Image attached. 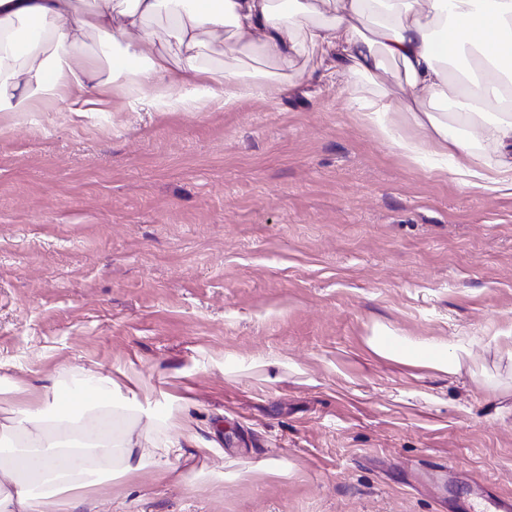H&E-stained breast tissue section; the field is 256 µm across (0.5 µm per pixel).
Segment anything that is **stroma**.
Segmentation results:
<instances>
[{"label": "stroma", "mask_w": 512, "mask_h": 512, "mask_svg": "<svg viewBox=\"0 0 512 512\" xmlns=\"http://www.w3.org/2000/svg\"><path fill=\"white\" fill-rule=\"evenodd\" d=\"M395 63L188 109L103 91L96 112H0V375L112 377L170 414L162 478L77 512H454L512 494V186L404 155L361 114ZM471 340L444 376L380 358L373 327Z\"/></svg>", "instance_id": "obj_1"}]
</instances>
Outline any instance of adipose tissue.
Segmentation results:
<instances>
[{
    "instance_id": "obj_1",
    "label": "adipose tissue",
    "mask_w": 512,
    "mask_h": 512,
    "mask_svg": "<svg viewBox=\"0 0 512 512\" xmlns=\"http://www.w3.org/2000/svg\"><path fill=\"white\" fill-rule=\"evenodd\" d=\"M166 18V44H156L148 25ZM25 26L41 38L23 57L0 49V112H29L39 99L65 101L74 94L121 82L129 94L149 96L153 106L174 109L207 97L232 104L275 84L262 59L290 62L309 49L315 68L328 78L375 74L384 59L400 63L409 95L399 106L379 103L382 112L402 114L419 139L395 138L413 154L426 146L477 174L480 145L491 146L494 170L512 179V93L498 84L500 63L512 51V0H0V38L16 37ZM112 47L109 69L87 64L81 55L87 31ZM223 35L260 59L217 71L208 60L193 67L199 84L173 95L178 50H194L204 35ZM455 93L465 136L450 134L448 115L429 102ZM368 345L388 360L420 365L443 375L458 373L469 355L467 337L432 344L374 328ZM89 385L61 396L37 395L16 407L0 433L20 435L27 452L0 456V512H71L97 482L137 480L165 471L180 458V440L169 438L177 422L165 416L151 434H163L162 453H140L141 439L114 426L111 389ZM56 409L45 412L47 402Z\"/></svg>"
}]
</instances>
